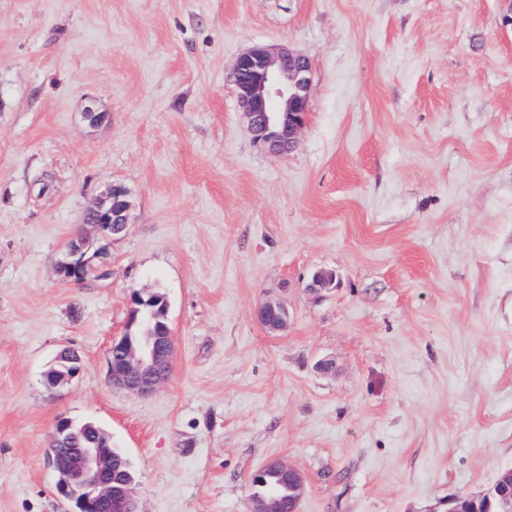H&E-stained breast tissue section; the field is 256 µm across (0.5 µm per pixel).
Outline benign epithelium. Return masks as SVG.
<instances>
[{
  "mask_svg": "<svg viewBox=\"0 0 512 512\" xmlns=\"http://www.w3.org/2000/svg\"><path fill=\"white\" fill-rule=\"evenodd\" d=\"M312 64L309 57L285 47L256 44L244 51L233 67V82L238 105L251 133L254 145L271 155L294 151L307 121ZM131 200L121 184L106 186L98 202L85 215L86 229L71 237L57 273L81 274L92 264L89 252L101 241L118 238L129 223ZM336 287V275L326 269H317L309 277L305 288L319 293ZM257 321L271 334L284 332L288 327L289 312L278 300L261 304L255 313ZM176 345L170 325H165L149 351L144 352L126 336L112 341L109 350L112 385L138 395L154 393L169 377ZM57 361L67 364L62 381L75 378L79 358L71 351H63ZM67 419L57 421L47 456V464L57 475L58 493L75 504L77 512H139L134 483L120 487L112 485V460L104 446L85 448L78 455L68 446ZM279 471L292 487L293 499L253 492L250 512H298L305 492L303 474L288 462L274 459L254 472L250 485L259 486L263 475ZM499 498L501 512H512V469L503 471L496 481L479 496L457 498L448 512H491V499Z\"/></svg>",
  "mask_w": 512,
  "mask_h": 512,
  "instance_id": "obj_1",
  "label": "benign epithelium"
}]
</instances>
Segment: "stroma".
Segmentation results:
<instances>
[{"label": "stroma", "instance_id": "1", "mask_svg": "<svg viewBox=\"0 0 512 512\" xmlns=\"http://www.w3.org/2000/svg\"><path fill=\"white\" fill-rule=\"evenodd\" d=\"M257 43L312 61L283 156L238 107ZM112 183L107 278L61 280ZM146 286L177 355L141 397L108 357ZM66 348L82 370L48 388ZM62 417L111 436L139 512H249L272 458L299 512H448L512 467V0H0V512H74ZM131 206L129 192L123 185H107L101 191L98 202L89 208L85 215L84 226L90 228L94 235L85 229L71 237L64 257L58 263V275L61 278L70 277L69 272L72 273V277L75 274L80 275L88 265H91L97 274L104 273L100 271L101 267L99 269L92 263L94 255L96 254L95 260L102 249L96 247V244L117 239L126 230ZM93 246L96 247V251L89 256ZM255 317L271 334L282 333L288 327V308L278 299L269 300L261 304L256 310Z\"/></svg>", "mask_w": 512, "mask_h": 512}]
</instances>
